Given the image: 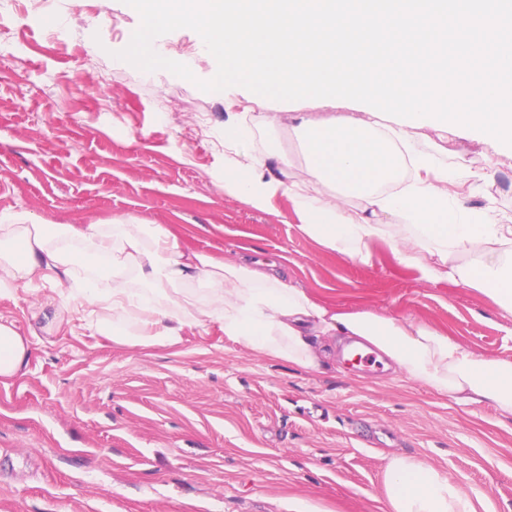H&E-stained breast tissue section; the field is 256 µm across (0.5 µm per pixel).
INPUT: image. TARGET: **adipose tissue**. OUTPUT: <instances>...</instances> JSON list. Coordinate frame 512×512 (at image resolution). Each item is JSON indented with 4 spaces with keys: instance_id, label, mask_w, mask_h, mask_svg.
Returning a JSON list of instances; mask_svg holds the SVG:
<instances>
[{
    "instance_id": "1",
    "label": "adipose tissue",
    "mask_w": 512,
    "mask_h": 512,
    "mask_svg": "<svg viewBox=\"0 0 512 512\" xmlns=\"http://www.w3.org/2000/svg\"><path fill=\"white\" fill-rule=\"evenodd\" d=\"M268 116L229 113L224 189L252 206L286 196L299 230L338 255L369 263L375 244L428 281L474 288L512 316V212L487 205L466 224L453 205L487 178L485 167L449 173L405 124L369 112L293 126L301 154L254 143ZM66 280L41 304L68 322L131 347L174 346L188 330L218 327L250 351L304 369L322 366L328 339L355 336L408 379L453 401L490 403L512 417V362L485 360L437 329L372 309L336 310L263 262L228 260L181 245L161 224L118 216L108 224H59L0 214V296L36 281ZM30 341L0 318V378L20 375ZM387 512H476L424 460L395 454L384 470Z\"/></svg>"
}]
</instances>
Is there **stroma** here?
<instances>
[{
	"label": "stroma",
	"instance_id": "obj_1",
	"mask_svg": "<svg viewBox=\"0 0 512 512\" xmlns=\"http://www.w3.org/2000/svg\"><path fill=\"white\" fill-rule=\"evenodd\" d=\"M138 21L123 0H0V213L163 224L189 249L276 264L329 307L413 318L512 361V316L479 291L426 281L382 244L370 263L344 258L299 231L286 197L260 210L225 192L223 98L116 59ZM153 47L196 79L216 68L193 30ZM353 110L270 101L259 144L298 150L295 116ZM419 143L449 169L486 167L471 214L491 200L512 211L511 152L448 132ZM51 288L0 297V317L31 341L25 372L0 380V512H385L392 454L447 475L477 512H512V418L490 404L355 370L336 348L303 369L214 326L149 348L50 327L38 303Z\"/></svg>",
	"mask_w": 512,
	"mask_h": 512
}]
</instances>
